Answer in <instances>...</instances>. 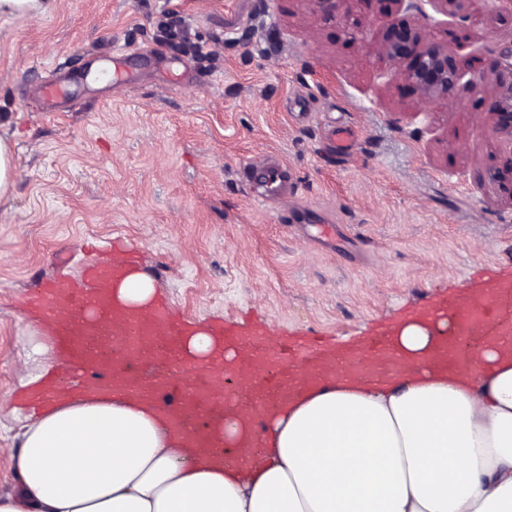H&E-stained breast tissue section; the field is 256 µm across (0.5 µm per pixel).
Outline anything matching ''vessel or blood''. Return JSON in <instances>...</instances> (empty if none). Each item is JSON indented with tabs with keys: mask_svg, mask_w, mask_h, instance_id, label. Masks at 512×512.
<instances>
[{
	"mask_svg": "<svg viewBox=\"0 0 512 512\" xmlns=\"http://www.w3.org/2000/svg\"><path fill=\"white\" fill-rule=\"evenodd\" d=\"M129 270L126 258L108 255L87 266L86 283L57 280L29 294L61 350L59 368L29 401L49 406L78 395L119 394L151 403L191 454L218 465H244L262 445V416L317 387L329 373L379 381L416 363L448 372L461 368L471 349L480 345L512 354V279H502L462 287L436 306L414 312L418 322L452 323L451 332L436 337L417 362L401 348L394 329L329 352L302 339L269 335L263 325L235 330L216 326L214 355L197 369L185 322L172 318L163 305L144 317L117 298V285ZM243 348L250 351V376L232 391L217 389L218 381L235 375L228 352ZM236 410L241 413L237 451L228 454L224 417Z\"/></svg>",
	"mask_w": 512,
	"mask_h": 512,
	"instance_id": "b4317fda",
	"label": "vessel or blood"
}]
</instances>
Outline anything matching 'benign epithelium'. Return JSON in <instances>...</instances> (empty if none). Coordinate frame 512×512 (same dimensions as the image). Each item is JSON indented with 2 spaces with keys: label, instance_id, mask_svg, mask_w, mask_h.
Segmentation results:
<instances>
[{
  "label": "benign epithelium",
  "instance_id": "benign-epithelium-1",
  "mask_svg": "<svg viewBox=\"0 0 512 512\" xmlns=\"http://www.w3.org/2000/svg\"><path fill=\"white\" fill-rule=\"evenodd\" d=\"M436 1L444 4L440 12L446 16L442 25L448 42L463 45L469 35L457 18L467 0H427ZM382 50L394 66H406L400 76L426 101L457 103L474 84L491 86L490 115L501 132L512 136V40L498 44L488 69L478 72L468 57L452 54L444 45L424 40L417 29L396 21L385 26Z\"/></svg>",
  "mask_w": 512,
  "mask_h": 512
}]
</instances>
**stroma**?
<instances>
[{
  "mask_svg": "<svg viewBox=\"0 0 512 512\" xmlns=\"http://www.w3.org/2000/svg\"><path fill=\"white\" fill-rule=\"evenodd\" d=\"M438 18L398 0H345L332 21L313 0H57L0 19V128L22 171L0 200V391L23 390L33 325L17 299L81 278L92 245L134 250L183 320L329 349L512 278V137L491 87L428 103L381 51L387 21L441 40ZM463 24L486 68L512 39V0H469ZM118 50L131 87L92 72L63 111L43 109L52 71ZM261 155L292 197L251 196L242 166Z\"/></svg>",
  "mask_w": 512,
  "mask_h": 512,
  "instance_id": "1",
  "label": "stroma"
}]
</instances>
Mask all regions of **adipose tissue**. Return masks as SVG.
Listing matches in <instances>:
<instances>
[{"label":"adipose tissue","mask_w":512,"mask_h":512,"mask_svg":"<svg viewBox=\"0 0 512 512\" xmlns=\"http://www.w3.org/2000/svg\"><path fill=\"white\" fill-rule=\"evenodd\" d=\"M7 454L20 489L0 512H512V356L329 377L243 468L191 460L151 405L121 397L34 416Z\"/></svg>","instance_id":"obj_1"}]
</instances>
